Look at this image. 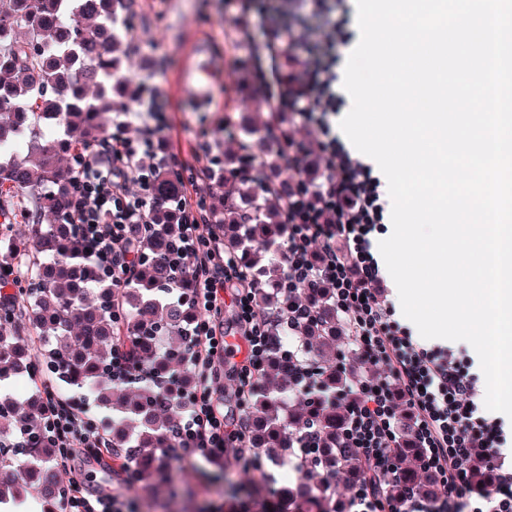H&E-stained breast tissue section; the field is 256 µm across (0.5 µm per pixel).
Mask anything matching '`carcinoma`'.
<instances>
[{"label":"carcinoma","mask_w":512,"mask_h":512,"mask_svg":"<svg viewBox=\"0 0 512 512\" xmlns=\"http://www.w3.org/2000/svg\"><path fill=\"white\" fill-rule=\"evenodd\" d=\"M118 0H0V194L38 188L22 223L28 239L23 255L35 252L34 271L25 278L15 304L0 307V504L36 487L39 500L61 504L54 448L43 422V392L20 402L12 386L43 364L51 386L78 389L107 411L106 439L117 460L138 464L134 489L156 491L173 448L178 402L193 382L187 326L201 316L192 299L191 271L178 207L183 178L168 169L151 185L149 223L135 224L141 263L133 282L114 291L103 267L83 245L80 225L72 223L70 187L62 156L77 145L94 143L104 116L122 100L140 94L141 82L120 74L128 56L129 32ZM26 30L18 39L16 28ZM224 157L216 187L224 190V210L210 220L250 270L258 310L288 321L293 302L280 291L283 281L280 238L288 225L269 204L260 185ZM120 297L125 318L115 316ZM300 303L315 321L287 330L283 345L298 342L313 373L305 391L275 355L262 390L251 396L245 418L249 446L261 449L278 467L300 473L295 483L262 479L231 495L262 512H336L341 489L362 475L356 450L342 443L346 423L347 379L336 304L331 290L303 289ZM130 356L133 372L118 378L112 359L118 349ZM319 443L316 462L296 456L300 443ZM407 464L384 482L396 499L435 498L436 482L417 463L418 453L403 434ZM476 452L469 462L473 483L489 476Z\"/></svg>","instance_id":"cac0c4a2"}]
</instances>
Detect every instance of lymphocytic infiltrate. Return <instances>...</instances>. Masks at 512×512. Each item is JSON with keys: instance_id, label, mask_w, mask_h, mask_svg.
Returning a JSON list of instances; mask_svg holds the SVG:
<instances>
[{"instance_id": "obj_1", "label": "lymphocytic infiltrate", "mask_w": 512, "mask_h": 512, "mask_svg": "<svg viewBox=\"0 0 512 512\" xmlns=\"http://www.w3.org/2000/svg\"><path fill=\"white\" fill-rule=\"evenodd\" d=\"M280 22L263 41L268 66L257 79L275 115H289L312 133L311 140L279 138L277 161L298 168L316 155L323 166L320 180L298 179L280 211L288 226L284 286L291 297L319 284L332 290L345 316L347 337L360 363L369 371H353L348 390V425L344 439L363 463L361 480L340 512H427L423 500L391 498L374 480L394 476L404 457L398 439V406L413 418L419 461L442 488V512H512V461L503 457L505 441L499 421L480 412L474 377L463 353L418 347L407 328L394 318L386 288L371 254V234L384 221L387 205L372 168L354 158L336 135L332 115L344 98L336 91L341 50L354 38L343 0H280ZM287 61V75L278 64ZM161 163L152 141L144 136H113L107 149L81 147L68 171L70 213L80 224L88 248L103 264L114 288L128 286L138 267V253L127 228L146 221L149 185ZM136 190H129L128 181ZM186 256L193 277L194 300L203 315L188 334L194 386L181 412L176 457L201 456L217 460L227 448H245L243 415L227 417L216 386L215 361L225 352L224 338L236 329L246 343L237 369L236 394L247 400L259 376L271 365L280 319L259 313L253 279L236 253L225 246L202 218L200 203L181 195ZM232 294L235 318L224 328L225 294ZM44 413L48 437L60 459L75 450L96 461L111 463L112 450L103 439V426L76 415L53 393H46ZM481 450L492 480L470 481L465 469L473 450ZM133 504L119 496L90 497L84 483L70 478L62 512H131Z\"/></svg>"}]
</instances>
